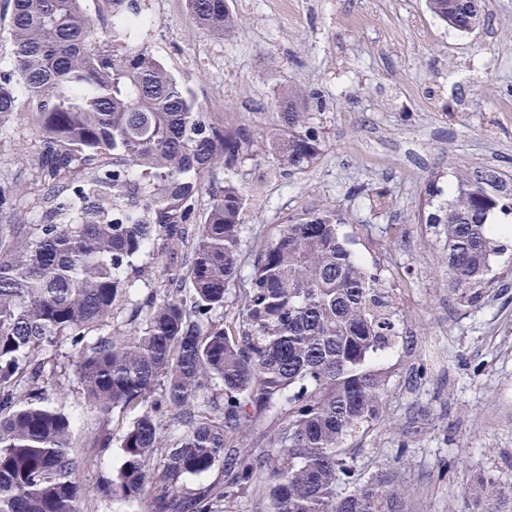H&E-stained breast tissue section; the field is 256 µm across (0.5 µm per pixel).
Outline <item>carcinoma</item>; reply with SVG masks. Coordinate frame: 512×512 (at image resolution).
Listing matches in <instances>:
<instances>
[{
    "label": "carcinoma",
    "mask_w": 512,
    "mask_h": 512,
    "mask_svg": "<svg viewBox=\"0 0 512 512\" xmlns=\"http://www.w3.org/2000/svg\"><path fill=\"white\" fill-rule=\"evenodd\" d=\"M0 116L33 114L47 177L41 224L0 235V512H79L81 460L74 420L44 405L35 357L65 338L79 349L84 400L106 422L138 415L122 436L123 464L101 493L150 512H214L245 500L251 512H406L390 467L367 475L350 442L379 423L389 376L372 361L409 344L380 264L368 267L334 208L289 215L251 254L241 281L248 195L202 178L257 156L302 170L321 154L307 95L288 90L262 136L215 121L146 46L139 0H110L121 15L100 28L85 0H9ZM197 23L232 30L228 0H186ZM449 27L481 23L479 0H428ZM425 223L443 235L450 288L462 307L494 282L492 259L512 238V175L464 165L450 195L425 188ZM186 259L177 264L181 251ZM169 260L163 293L130 328L87 342L112 323L139 277L138 259ZM243 283L235 306L229 289ZM193 293L191 305L182 297ZM183 432L165 436L166 413ZM222 466L224 478L182 494L189 476ZM467 512H512V490L477 478Z\"/></svg>",
    "instance_id": "cac0c4a2"
}]
</instances>
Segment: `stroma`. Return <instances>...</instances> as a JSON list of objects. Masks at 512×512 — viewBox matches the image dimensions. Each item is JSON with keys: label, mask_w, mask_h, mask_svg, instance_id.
Returning <instances> with one entry per match:
<instances>
[{"label": "stroma", "mask_w": 512, "mask_h": 512, "mask_svg": "<svg viewBox=\"0 0 512 512\" xmlns=\"http://www.w3.org/2000/svg\"><path fill=\"white\" fill-rule=\"evenodd\" d=\"M140 4L148 23L134 43L148 45L213 118L260 132L273 127L283 89L309 97L324 136L314 164L289 171L257 157L212 178H233L250 199L243 253L287 215L328 206L344 217L353 250L390 282L417 346L377 360L390 389L381 423L354 444L358 464L396 469L407 512H465L477 475L512 486V246L493 260L496 284L460 308L421 210L428 180L448 185L458 166L512 172V0H482L471 33L448 27L426 0H229L237 26L223 36L201 27L186 0ZM41 153L31 113L0 117V229L41 222ZM138 264L114 328L163 291L156 258ZM42 386L76 420L80 512H149L147 500L101 493L121 453L89 447L98 420L74 374ZM414 417L422 429L405 437Z\"/></svg>", "instance_id": "stroma-1"}]
</instances>
